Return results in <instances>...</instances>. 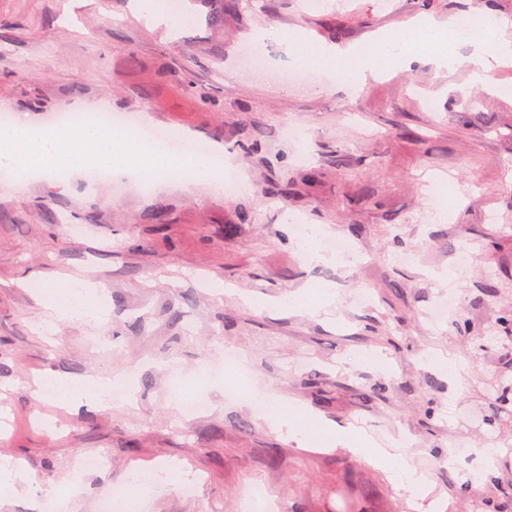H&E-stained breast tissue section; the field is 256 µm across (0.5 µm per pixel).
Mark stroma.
<instances>
[{"mask_svg": "<svg viewBox=\"0 0 512 512\" xmlns=\"http://www.w3.org/2000/svg\"><path fill=\"white\" fill-rule=\"evenodd\" d=\"M144 2L0 0V102L42 125L95 103L178 126L223 151L249 188L118 189L76 174L14 192L0 178V457L44 487L79 478L61 512H99L130 468L173 462L199 476L195 493L159 489L140 512H249L243 491L256 483L279 512H327L348 475L381 486L379 512H472L474 500L500 499L512 447L491 424L486 387L512 374V338L490 352L472 338L512 314V69L494 73L495 89L476 84L462 46L452 69L424 59L352 92L322 74L288 80L282 37L365 43L424 13L488 8L512 23V0H323L314 10L307 0H185L194 21L179 28ZM259 31L255 68L243 50ZM438 175L454 189L444 212L427 188ZM295 224L350 241L353 263H306ZM38 273L104 281L99 320L46 318L19 285ZM326 288L336 294L327 316L246 303ZM448 293L454 306L431 323ZM435 354L459 360L460 377L430 365ZM129 372L132 406L69 411L34 393L42 374ZM240 374L255 396H284L336 427L384 444L405 437L426 496L409 500L347 447L277 433L230 396ZM176 387L207 392L208 410L173 408ZM476 448L497 449L494 464L469 466ZM84 452L111 463L77 472Z\"/></svg>", "mask_w": 512, "mask_h": 512, "instance_id": "35a3bbf8", "label": "stroma"}]
</instances>
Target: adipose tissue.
I'll use <instances>...</instances> for the list:
<instances>
[{
    "instance_id": "1",
    "label": "adipose tissue",
    "mask_w": 512,
    "mask_h": 512,
    "mask_svg": "<svg viewBox=\"0 0 512 512\" xmlns=\"http://www.w3.org/2000/svg\"><path fill=\"white\" fill-rule=\"evenodd\" d=\"M504 23L494 11H486L478 29L462 34L457 30L455 20L441 21L426 17L416 25H402L383 31L365 47L350 44L344 47L324 45L310 50L297 35L286 36L288 54L295 62L314 65L330 76H347L350 86H358L366 71L394 67L427 54H434L437 67L449 68L455 63L454 57L442 55L441 50L451 44L463 43L471 47L468 58L471 77L474 81L489 84L490 73L495 65L512 60V39L506 38ZM106 286L101 282H83L61 277L40 278L36 281L33 295L43 308L59 318L95 319L99 316L94 300L103 298ZM111 377L82 379L72 376H57L53 379V396L65 406L92 404L109 406L108 391ZM279 412L273 427L277 432L288 435L303 433L311 442H330L345 439L354 453L363 455L379 466L392 472L399 488L419 495L424 491L421 475L401 452L398 444L379 445L372 437L360 431L338 433L335 426L321 424L298 430L297 420L308 417L304 406L287 407L279 404Z\"/></svg>"
}]
</instances>
